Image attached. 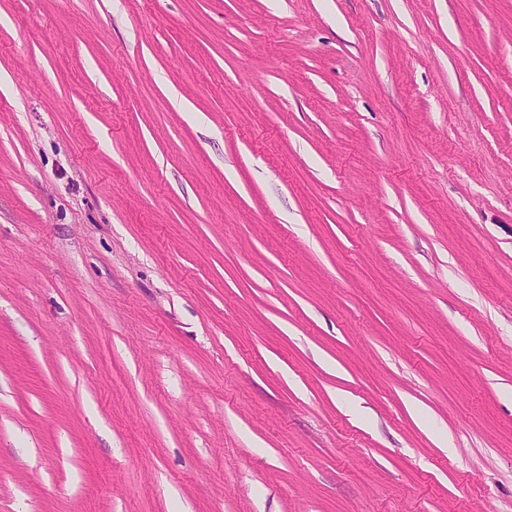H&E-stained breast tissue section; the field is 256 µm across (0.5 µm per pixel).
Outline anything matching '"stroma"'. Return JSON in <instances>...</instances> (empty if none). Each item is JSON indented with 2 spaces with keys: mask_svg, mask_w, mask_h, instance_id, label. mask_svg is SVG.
<instances>
[{
  "mask_svg": "<svg viewBox=\"0 0 512 512\" xmlns=\"http://www.w3.org/2000/svg\"><path fill=\"white\" fill-rule=\"evenodd\" d=\"M0 512H512V0H0Z\"/></svg>",
  "mask_w": 512,
  "mask_h": 512,
  "instance_id": "1",
  "label": "stroma"
}]
</instances>
